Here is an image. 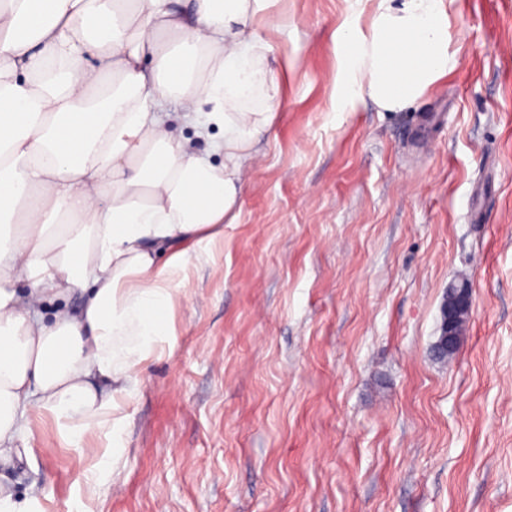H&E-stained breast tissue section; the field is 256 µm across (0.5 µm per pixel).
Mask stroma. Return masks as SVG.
<instances>
[{"instance_id": "35a3bbf8", "label": "stroma", "mask_w": 512, "mask_h": 512, "mask_svg": "<svg viewBox=\"0 0 512 512\" xmlns=\"http://www.w3.org/2000/svg\"><path fill=\"white\" fill-rule=\"evenodd\" d=\"M346 0H277L288 86L223 240L111 436L33 416L0 469L42 512H512V0H453L458 67L400 112L332 109ZM473 290L435 359L450 283Z\"/></svg>"}]
</instances>
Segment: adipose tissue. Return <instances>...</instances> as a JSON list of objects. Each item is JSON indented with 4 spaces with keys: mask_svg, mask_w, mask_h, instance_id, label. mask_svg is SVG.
I'll use <instances>...</instances> for the list:
<instances>
[{
    "mask_svg": "<svg viewBox=\"0 0 512 512\" xmlns=\"http://www.w3.org/2000/svg\"><path fill=\"white\" fill-rule=\"evenodd\" d=\"M274 2L0 0V464L35 409L69 445L124 423L191 249L237 223L277 125ZM448 28V0H352L334 111L413 105L457 67ZM167 101L209 153L170 131Z\"/></svg>",
    "mask_w": 512,
    "mask_h": 512,
    "instance_id": "obj_1",
    "label": "adipose tissue"
}]
</instances>
